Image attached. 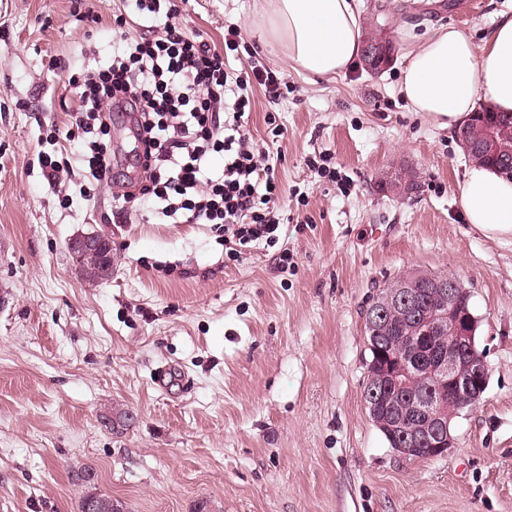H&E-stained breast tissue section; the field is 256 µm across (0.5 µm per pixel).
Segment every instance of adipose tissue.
Returning a JSON list of instances; mask_svg holds the SVG:
<instances>
[{"mask_svg":"<svg viewBox=\"0 0 512 512\" xmlns=\"http://www.w3.org/2000/svg\"><path fill=\"white\" fill-rule=\"evenodd\" d=\"M254 12L265 21L262 46L297 72L338 75L363 53L358 0H254ZM399 92L412 111L451 130L482 107L512 112V6L496 11L481 37L441 25L411 45ZM459 199L469 224L486 238L512 239L511 179L472 165Z\"/></svg>","mask_w":512,"mask_h":512,"instance_id":"ef3b65f1","label":"adipose tissue"}]
</instances>
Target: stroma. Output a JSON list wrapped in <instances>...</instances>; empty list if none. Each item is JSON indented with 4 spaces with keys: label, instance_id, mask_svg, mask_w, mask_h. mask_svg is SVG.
<instances>
[{
    "label": "stroma",
    "instance_id": "1",
    "mask_svg": "<svg viewBox=\"0 0 512 512\" xmlns=\"http://www.w3.org/2000/svg\"><path fill=\"white\" fill-rule=\"evenodd\" d=\"M381 2L388 12L364 10L363 25L385 29L391 65L319 78L260 49L253 0H178L216 47L241 28L231 68L259 60L287 85L274 104L253 91L246 133L275 158L299 220L235 259L212 225L113 216L77 148L49 139L79 105L66 72L111 62L123 0H0V512H77L78 466L129 512H512V242L467 223L457 135L398 93L404 17L420 36L480 33L512 0ZM110 137L113 176L129 180L139 167L120 113ZM43 153L70 170L61 186L43 179ZM315 156L341 182L312 173ZM399 172L417 193L388 186ZM90 231L112 241V275L96 284L67 251ZM408 272L464 283L490 367L454 447L415 460L364 402L365 312Z\"/></svg>",
    "mask_w": 512,
    "mask_h": 512
}]
</instances>
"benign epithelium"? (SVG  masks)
I'll list each match as a JSON object with an SVG mask.
<instances>
[{"label":"benign epithelium","mask_w":512,"mask_h":512,"mask_svg":"<svg viewBox=\"0 0 512 512\" xmlns=\"http://www.w3.org/2000/svg\"><path fill=\"white\" fill-rule=\"evenodd\" d=\"M475 143L486 149L507 150L504 142L486 126L473 128V140L464 141L471 158L476 152ZM68 247L73 255L78 256L93 252L104 254L110 249V244L104 240L103 234L93 232L71 238ZM434 287L445 300V307L437 312L428 311L421 295L406 281L383 289L369 309V325L374 334L372 346L381 361L378 370L369 373L368 407L371 416L378 418L385 395L410 387L413 375L422 371L434 382L430 397L419 401L414 410L399 408L386 413L392 436L396 439L395 451L404 459L416 458L422 445L428 447L432 457L446 455L455 444L446 411L448 401L462 396L464 406L475 407L489 375L486 354L475 349L470 323L458 312L456 296L460 288L457 281L436 278ZM391 312L415 321L423 332L421 336L409 337L407 348L401 353L391 352L390 337L386 335V315ZM427 332L448 336V349L432 357L424 355Z\"/></svg>","instance_id":"benign-epithelium-1"}]
</instances>
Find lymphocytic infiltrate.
<instances>
[{
  "mask_svg": "<svg viewBox=\"0 0 512 512\" xmlns=\"http://www.w3.org/2000/svg\"><path fill=\"white\" fill-rule=\"evenodd\" d=\"M175 0H123L112 20V61L106 68L69 76L79 97L65 132L87 162L86 176L112 184L107 117L131 114L144 177L126 203L149 209L164 224H215L225 244L248 249L274 241L288 214L280 205L276 166L249 144L244 128L250 94L261 88L270 101L281 96L277 75L262 65L233 72L227 53L242 41L228 26L216 51L179 19ZM161 21L158 29L133 36V20ZM224 164L211 165L213 155Z\"/></svg>",
  "mask_w": 512,
  "mask_h": 512,
  "instance_id": "f902f5d3",
  "label": "lymphocytic infiltrate"
}]
</instances>
